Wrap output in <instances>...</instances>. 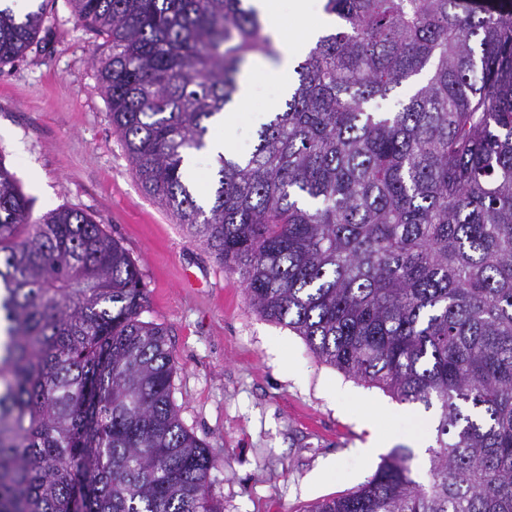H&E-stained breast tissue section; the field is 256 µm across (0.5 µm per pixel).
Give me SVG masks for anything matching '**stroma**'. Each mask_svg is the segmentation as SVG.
I'll use <instances>...</instances> for the list:
<instances>
[{
    "instance_id": "35a3bbf8",
    "label": "stroma",
    "mask_w": 512,
    "mask_h": 512,
    "mask_svg": "<svg viewBox=\"0 0 512 512\" xmlns=\"http://www.w3.org/2000/svg\"><path fill=\"white\" fill-rule=\"evenodd\" d=\"M44 7L50 20L37 43L0 66V162L33 218L81 210L136 260L149 299L142 318L167 331L180 419L218 462L214 501L223 512H306L354 491L383 460L362 451L372 436L365 420L381 407L383 430L412 449V473L427 482L432 412L338 371L252 309L238 275L135 179L97 87L108 44L76 23L66 0ZM265 64L257 55L245 68L254 92L227 131L233 155L252 151L280 94L260 78Z\"/></svg>"
}]
</instances>
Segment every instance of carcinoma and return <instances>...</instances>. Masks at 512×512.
<instances>
[{
    "label": "carcinoma",
    "instance_id": "carcinoma-1",
    "mask_svg": "<svg viewBox=\"0 0 512 512\" xmlns=\"http://www.w3.org/2000/svg\"><path fill=\"white\" fill-rule=\"evenodd\" d=\"M67 2L110 44L98 89L144 191L320 360L435 409L427 483L396 448L306 512H512V0H326L339 25L252 152L216 155L207 209L186 162L249 54H275L260 13ZM45 22L0 7V66ZM146 306L118 240L74 208L31 221L0 161V512H221Z\"/></svg>",
    "mask_w": 512,
    "mask_h": 512
}]
</instances>
